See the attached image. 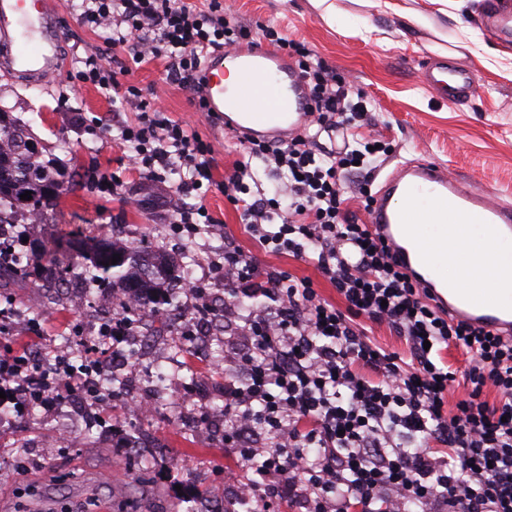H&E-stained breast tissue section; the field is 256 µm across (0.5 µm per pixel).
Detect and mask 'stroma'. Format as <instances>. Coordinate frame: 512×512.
<instances>
[{"label": "stroma", "mask_w": 512, "mask_h": 512, "mask_svg": "<svg viewBox=\"0 0 512 512\" xmlns=\"http://www.w3.org/2000/svg\"><path fill=\"white\" fill-rule=\"evenodd\" d=\"M333 2L348 17L339 26L327 23L312 0H224V12L256 29L276 27L289 41L305 46L310 62L328 63L364 91L373 112L370 124L356 135L384 140L392 148L374 175V186H381L401 163L422 158L512 203V40L499 39L488 24L489 0H375L371 7L358 0ZM79 5L80 0H56L54 5L55 25L65 33L56 50L68 67L91 48L104 58L112 56L106 32L81 24ZM463 20L473 29L471 51L444 56L468 68L477 93L467 99L445 95L424 78L428 63L442 56V37L457 35ZM129 80L211 145L214 183L206 205L225 232L260 267L312 277L321 295L337 302L334 288L316 277L312 265L267 254L244 231L224 195V172L240 151L237 137L218 119L198 112L190 91L164 62L134 70ZM0 105L29 126L65 174L83 176L96 168L122 182L115 197L100 196L79 182L61 196L57 224L30 225L33 247L52 236L76 242L105 239L112 225L122 230L127 245L146 253L165 251L175 267L189 268L197 279L208 252L223 249V239L212 238L207 249L190 254L165 237L184 201L177 191L180 176L172 172L157 182L131 170L116 129L131 114L122 110L120 99L91 86H72L64 74L39 84L0 70ZM92 114L112 120L114 131L102 136L86 130L79 118ZM96 305L92 295L80 306L64 298L37 307L30 316L38 320L43 336L64 344L72 341L75 327L91 328ZM211 354L212 361H200L187 345L178 372L154 366L167 392L153 416L144 418L128 405L114 404L97 435L79 448H53L44 468L18 467L45 426L42 410L30 412L26 431L1 429L0 512H190L201 500H218L226 477L240 478L245 471L234 449L225 447L210 427L194 435L183 432L175 408L184 384H192L198 397L220 404L225 381L240 378V368H225L235 348L225 344L223 325L214 327Z\"/></svg>", "instance_id": "35a3bbf8"}]
</instances>
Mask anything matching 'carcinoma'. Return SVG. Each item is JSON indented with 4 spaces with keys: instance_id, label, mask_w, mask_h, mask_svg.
Here are the masks:
<instances>
[{
    "instance_id": "carcinoma-1",
    "label": "carcinoma",
    "mask_w": 512,
    "mask_h": 512,
    "mask_svg": "<svg viewBox=\"0 0 512 512\" xmlns=\"http://www.w3.org/2000/svg\"><path fill=\"white\" fill-rule=\"evenodd\" d=\"M3 143L9 149L0 148V227L27 224L31 215L37 216L41 224L55 223L64 187L57 160L45 157L38 149L26 124L8 120L6 113L0 111V145ZM27 191L32 192V199H21L20 195ZM85 252L91 265L77 273L84 287L92 290L97 285L118 283L137 298L139 305L160 315L163 305L180 307L176 289L181 280L172 274V265L164 252L143 256L133 247H118L102 240ZM78 255L74 242L61 240L47 245L38 254L33 288L42 294L44 302L57 300L62 276L74 268ZM114 257L117 263L113 265Z\"/></svg>"
}]
</instances>
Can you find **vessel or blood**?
<instances>
[{"label": "vessel or blood", "mask_w": 512, "mask_h": 512, "mask_svg": "<svg viewBox=\"0 0 512 512\" xmlns=\"http://www.w3.org/2000/svg\"><path fill=\"white\" fill-rule=\"evenodd\" d=\"M490 14L501 38L512 37V5L493 0ZM61 38L51 0H0V63L23 65L27 78L43 81L63 64L54 46ZM237 84H225L229 71ZM204 95L211 111L233 135L280 138L296 134L305 121L308 96L294 62L264 47L229 48L204 64ZM430 80L470 96L466 70L435 62ZM368 222L403 270L426 288L449 317L512 333V288L468 282L478 256L495 250L500 267L512 270V204L450 177L435 163L400 164L374 197Z\"/></svg>", "instance_id": "1"}]
</instances>
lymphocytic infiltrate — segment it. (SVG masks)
Instances as JSON below:
<instances>
[{
  "label": "lymphocytic infiltrate",
  "instance_id": "f902f5d3",
  "mask_svg": "<svg viewBox=\"0 0 512 512\" xmlns=\"http://www.w3.org/2000/svg\"><path fill=\"white\" fill-rule=\"evenodd\" d=\"M81 9L85 25L109 31L124 62L110 68L90 53L72 77L115 92L134 112L119 127L134 169L150 178L182 170L179 189L196 201L178 209L171 227L194 248L218 232L202 190L214 180L211 148L121 75L163 61L202 109L206 55L262 38L295 57L306 81L303 129L280 142L244 138L224 194L263 250L312 264L339 303L322 298L312 278L260 270L230 238L209 264L224 278V304L239 314L246 349L243 382L224 386V441L237 445L241 463L257 464L242 495L268 506L293 494L304 512H512V335L449 318L350 210V189L372 206L368 175L390 150L351 142L368 118L367 96L328 64L309 63L274 27L257 37L230 23L222 0L203 9L190 0H82ZM335 137L341 146L327 147ZM256 158L278 179L273 196L251 193L245 182ZM137 322L130 309L116 308L108 345L89 348L84 363L103 367ZM375 325L399 336L404 352L378 345L369 334ZM450 349L466 356L464 371L445 361ZM47 361L40 349L0 343V415L20 418L81 396L121 402L118 391L89 383L82 368L50 371ZM457 381L466 396L452 405L448 390ZM255 425L270 447L249 446Z\"/></svg>",
  "mask_w": 512,
  "mask_h": 512
}]
</instances>
